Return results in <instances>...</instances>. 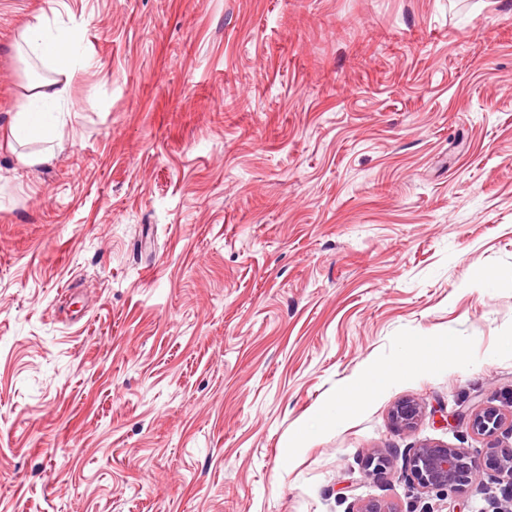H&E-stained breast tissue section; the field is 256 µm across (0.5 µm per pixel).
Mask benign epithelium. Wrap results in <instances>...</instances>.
I'll return each mask as SVG.
<instances>
[{
  "instance_id": "1",
  "label": "benign epithelium",
  "mask_w": 512,
  "mask_h": 512,
  "mask_svg": "<svg viewBox=\"0 0 512 512\" xmlns=\"http://www.w3.org/2000/svg\"><path fill=\"white\" fill-rule=\"evenodd\" d=\"M420 406L412 401L398 404L391 412L400 428L414 425ZM472 430L489 438V452L500 486V495L489 497L491 512H512V402L496 405L488 402L471 418ZM406 471L423 488L457 489L481 478L476 461L462 448L426 444L414 449L406 460Z\"/></svg>"
}]
</instances>
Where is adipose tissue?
I'll list each match as a JSON object with an SVG mask.
<instances>
[{
  "label": "adipose tissue",
  "instance_id": "1",
  "mask_svg": "<svg viewBox=\"0 0 512 512\" xmlns=\"http://www.w3.org/2000/svg\"><path fill=\"white\" fill-rule=\"evenodd\" d=\"M20 41L26 59L47 67L51 75L31 82L14 122L0 132V143L11 147L56 139L61 111L70 102L66 80L81 62L76 32L53 26L46 16H36L26 25Z\"/></svg>",
  "mask_w": 512,
  "mask_h": 512
}]
</instances>
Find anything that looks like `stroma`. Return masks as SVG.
<instances>
[{
  "mask_svg": "<svg viewBox=\"0 0 512 512\" xmlns=\"http://www.w3.org/2000/svg\"><path fill=\"white\" fill-rule=\"evenodd\" d=\"M42 12L86 64L0 150V512H486L441 413L512 398V0H0V129ZM382 381V373L375 372V374L364 377L354 386H345L336 396V404L339 405L340 408L345 412L346 406H353V402L349 398L351 392L357 390L364 397H367L376 391V389L382 384ZM352 387H354L356 390ZM420 413V406L412 401L398 404L391 412L393 423L400 428H409L414 425ZM406 471L423 488L457 489L480 480L475 460L462 448L426 444L415 448L406 460Z\"/></svg>",
  "mask_w": 512,
  "mask_h": 512,
  "instance_id": "1",
  "label": "stroma"
}]
</instances>
